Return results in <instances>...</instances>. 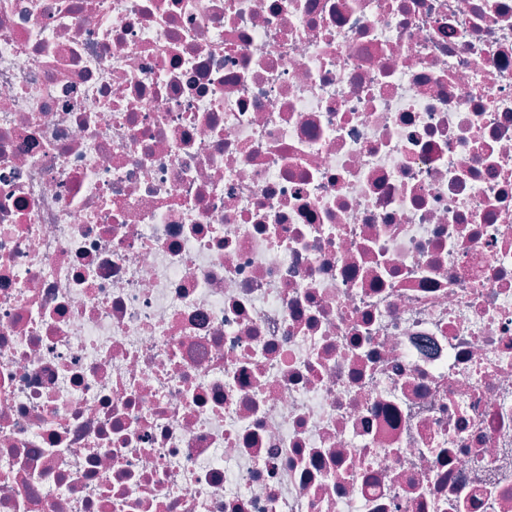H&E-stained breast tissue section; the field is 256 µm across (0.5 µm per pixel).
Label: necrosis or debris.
<instances>
[{"instance_id":"necrosis-or-debris-1","label":"necrosis or debris","mask_w":512,"mask_h":512,"mask_svg":"<svg viewBox=\"0 0 512 512\" xmlns=\"http://www.w3.org/2000/svg\"><path fill=\"white\" fill-rule=\"evenodd\" d=\"M0 512H512V0H0Z\"/></svg>"}]
</instances>
